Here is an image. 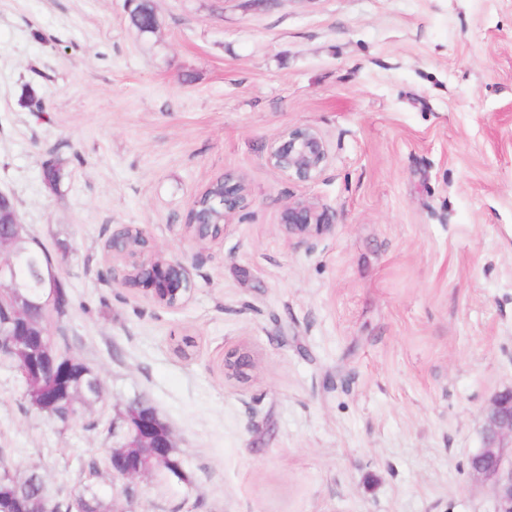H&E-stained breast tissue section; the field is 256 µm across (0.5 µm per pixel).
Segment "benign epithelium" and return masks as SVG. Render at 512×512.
Instances as JSON below:
<instances>
[{
  "mask_svg": "<svg viewBox=\"0 0 512 512\" xmlns=\"http://www.w3.org/2000/svg\"><path fill=\"white\" fill-rule=\"evenodd\" d=\"M329 162V147L322 132L314 127H294L282 132L271 145L268 163L282 174L300 181H312ZM9 195L0 192V357L15 360L22 370L28 388L35 398L45 403L54 390L69 385V371L73 362L63 361L55 353L47 329V317L55 314L59 300L56 265L48 268L49 289L33 301L22 292L23 285L16 279L13 258L26 241V228L20 216L3 206ZM222 212L221 224L196 217L197 201H192L188 214L193 219L186 228L196 239L204 227H224L248 208V192L244 183L230 174L224 175V197L216 200ZM335 216L308 202L288 205L280 216V230L288 240L305 241L330 231ZM125 229L112 235V256L121 259V283L127 284L128 266L135 265L140 273L137 287L152 302L175 307L182 297L184 284L189 282L185 264L162 255L153 240L144 236L145 245L140 253L130 257L120 243ZM254 361L251 352L243 347L224 359V370L239 379L248 378ZM484 447L471 457L470 474L491 485L495 512H512V390L496 394L488 408L482 412ZM123 422L128 427L112 424V437L119 440L118 449L112 451V477L132 482L149 473L152 462L161 463L168 458L172 447L168 425L156 411L137 403L127 409Z\"/></svg>",
  "mask_w": 512,
  "mask_h": 512,
  "instance_id": "7a95c632",
  "label": "benign epithelium"
}]
</instances>
